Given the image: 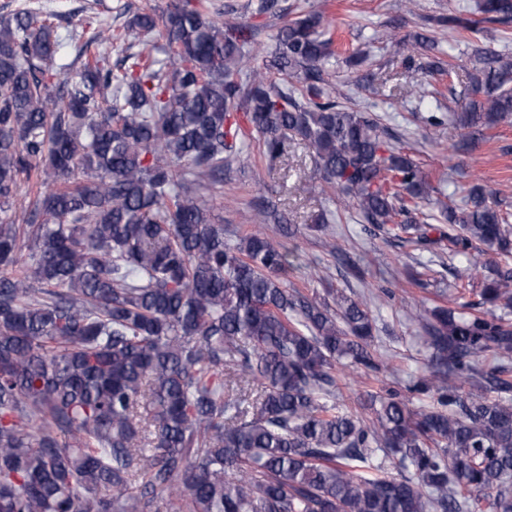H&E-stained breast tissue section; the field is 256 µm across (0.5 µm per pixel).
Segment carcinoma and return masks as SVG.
<instances>
[{
	"instance_id": "carcinoma-1",
	"label": "carcinoma",
	"mask_w": 512,
	"mask_h": 512,
	"mask_svg": "<svg viewBox=\"0 0 512 512\" xmlns=\"http://www.w3.org/2000/svg\"><path fill=\"white\" fill-rule=\"evenodd\" d=\"M244 10L285 12L280 0ZM477 10L512 22V0ZM323 23L310 11L280 27L260 69L258 26L213 0H175L117 34L72 25V41L123 45L115 71L101 53L59 55L52 13L0 18V512H153L162 497L176 512H512L500 202L476 185L466 209L447 210L454 254L476 265L487 247L504 264L480 288L483 314L430 311L418 388L435 402L371 394L369 421L335 402L340 368L383 370L367 304L288 286L287 254L260 228L232 245L215 222L210 199L256 135L268 166L310 147L317 178L365 223L427 240L425 176L338 100ZM475 58L483 100L453 113L473 140L512 114V59ZM23 182L40 191L16 224ZM271 220L275 206L258 203L255 223Z\"/></svg>"
}]
</instances>
